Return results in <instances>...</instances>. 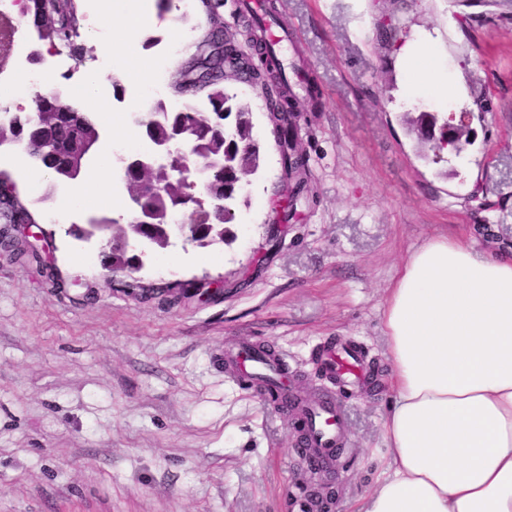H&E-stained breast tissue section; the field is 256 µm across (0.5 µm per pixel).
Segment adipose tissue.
<instances>
[{
	"label": "adipose tissue",
	"instance_id": "ef3b65f1",
	"mask_svg": "<svg viewBox=\"0 0 512 512\" xmlns=\"http://www.w3.org/2000/svg\"><path fill=\"white\" fill-rule=\"evenodd\" d=\"M383 318L394 396L367 512H512V255L429 239Z\"/></svg>",
	"mask_w": 512,
	"mask_h": 512
}]
</instances>
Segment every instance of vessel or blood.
<instances>
[{
  "label": "vessel or blood",
  "mask_w": 512,
  "mask_h": 512,
  "mask_svg": "<svg viewBox=\"0 0 512 512\" xmlns=\"http://www.w3.org/2000/svg\"><path fill=\"white\" fill-rule=\"evenodd\" d=\"M224 361L235 377L260 392H274L279 403L297 417L301 438L296 451L308 466L324 475L335 473L338 452L346 445L344 412L335 390L327 388L312 396L299 394L288 381L283 357L268 354L259 344L247 342L228 350ZM317 362L322 375L331 381L345 386L366 381L362 356L349 343L324 348Z\"/></svg>",
  "instance_id": "vessel-or-blood-1"
}]
</instances>
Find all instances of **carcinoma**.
Listing matches in <instances>:
<instances>
[{"label": "carcinoma", "mask_w": 512, "mask_h": 512, "mask_svg": "<svg viewBox=\"0 0 512 512\" xmlns=\"http://www.w3.org/2000/svg\"><path fill=\"white\" fill-rule=\"evenodd\" d=\"M202 3L208 31L198 43L196 53L178 70L174 88L189 101L206 97L211 111L198 112L189 108L183 112H165L160 130L183 122L203 127L206 136L195 143L194 160L206 161L218 153L224 155V165L212 170L210 178V192L224 196V216H206L192 229L198 238L209 240L233 220L240 180L247 172L258 169L261 146L253 135V123L245 118V112L249 111L247 104L235 94L224 96V39L220 13L224 2L202 0ZM22 15L37 31L39 39L48 41L52 48H64L75 58L82 56L84 47L77 43L80 26L77 0H25ZM257 45L266 54L267 73L278 80V90L288 89L276 50L265 42L259 41ZM14 119L15 128L7 135L24 143L27 155L37 166L60 181L80 178L99 141V122L95 115L77 109L53 90L38 97L35 113H19ZM405 121L422 140V126L437 124L438 116L433 112H421L416 118L405 117ZM275 139L286 165L288 145L293 140L292 127L281 122ZM0 196L15 197L14 209L0 213L1 221L36 222L15 181L5 170H0Z\"/></svg>", "instance_id": "1"}]
</instances>
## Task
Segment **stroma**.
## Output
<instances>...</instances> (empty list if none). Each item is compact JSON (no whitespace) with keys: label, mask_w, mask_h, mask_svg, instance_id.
I'll use <instances>...</instances> for the list:
<instances>
[{"label":"stroma","mask_w":512,"mask_h":512,"mask_svg":"<svg viewBox=\"0 0 512 512\" xmlns=\"http://www.w3.org/2000/svg\"><path fill=\"white\" fill-rule=\"evenodd\" d=\"M274 2L294 36L286 62L320 93L294 89L309 184L293 220L282 219L284 180L265 97L247 84L237 91L251 102L263 157L246 178L231 236L153 252L134 275L156 286L150 295L125 291V277L104 268L99 241L70 232L91 217L125 213L120 173L106 184L28 180L23 154L0 155V169L16 177L52 238L59 272L54 282L24 250L0 253V512H298L297 499L321 488L295 451L299 423L231 379L225 351L251 341L285 355L304 395L327 388L315 353L331 343L355 344L384 371L383 303L409 255L437 235L501 250L485 227L512 225V0ZM138 8V0H112L105 13L108 38H132L134 49L103 71L92 95L84 80L108 38L80 26L86 53L76 60L58 57L28 26L19 30L70 102L85 112L107 104L92 169L108 167L111 146L143 142L132 114L150 102L131 90L150 78L155 59L164 58L171 80L192 54L163 57L147 39L205 33L199 9L187 18L154 14L130 33L123 16ZM385 18L399 29L390 43L379 37ZM415 43L458 87L454 98L411 85L399 50ZM479 95L488 100L483 113L474 109ZM409 110L470 111L471 144L437 164L422 159L400 120ZM477 181L482 211L469 200ZM76 192L82 204L59 210ZM208 279L222 286L198 302L193 291ZM166 283L171 292H160ZM338 396L348 439L334 512H359L387 465L388 378Z\"/></svg>","instance_id":"35a3bbf8"}]
</instances>
